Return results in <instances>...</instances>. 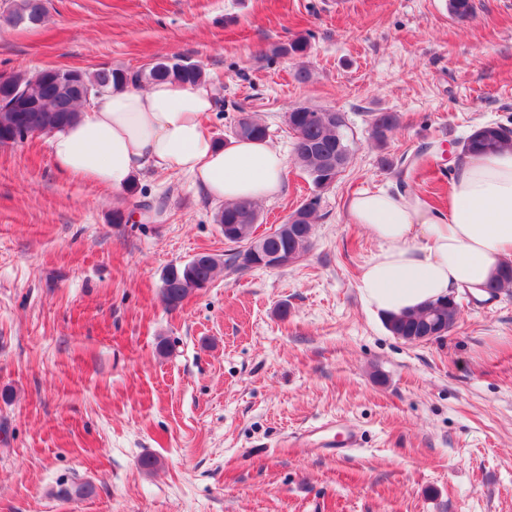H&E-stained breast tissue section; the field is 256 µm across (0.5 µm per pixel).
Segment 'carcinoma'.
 I'll list each match as a JSON object with an SVG mask.
<instances>
[{
  "label": "carcinoma",
  "mask_w": 512,
  "mask_h": 512,
  "mask_svg": "<svg viewBox=\"0 0 512 512\" xmlns=\"http://www.w3.org/2000/svg\"><path fill=\"white\" fill-rule=\"evenodd\" d=\"M473 11L472 0H448L449 14L461 21L469 19ZM46 15L47 6L43 0H14L4 21L14 26L37 25L44 21ZM40 73V78L35 72L12 74L14 80L25 88L30 106L21 112L0 109V146L18 135L33 137L61 130L78 118L81 108L90 104L92 98L120 83L137 87L158 80L197 84L206 78L203 66L187 63L180 56L136 70L102 67L92 71H72L49 67ZM286 123L294 135V161L306 171L313 187L319 188L320 180L324 178L336 179V169L328 165V160L340 154L342 148L350 146L345 127L338 126L336 117L324 110L303 105L287 113ZM398 124V115L394 112L372 114V137L379 147L386 146ZM231 134L234 138L262 141L269 137V130L265 124L248 115L236 121ZM507 148L512 149V127L491 123L477 127L461 143V154L488 156ZM319 203L320 198L316 197L301 204L291 214L293 221L266 234L265 248L288 250L296 258L308 252ZM257 217L254 202L242 199L224 204L216 215V221L232 231L228 242L253 243ZM217 266L218 260L214 256L202 254L197 261L191 259L167 269L162 285L167 307L177 309L192 292L206 287L213 280ZM505 287H512L511 262L501 265L498 277L489 285L493 294ZM458 314L459 306L450 298L431 301L409 314L388 316L384 322L395 336H420L429 322L434 330L446 334L456 323Z\"/></svg>",
  "instance_id": "cac0c4a2"
}]
</instances>
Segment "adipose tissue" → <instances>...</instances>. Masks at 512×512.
I'll use <instances>...</instances> for the list:
<instances>
[{
    "label": "adipose tissue",
    "mask_w": 512,
    "mask_h": 512,
    "mask_svg": "<svg viewBox=\"0 0 512 512\" xmlns=\"http://www.w3.org/2000/svg\"><path fill=\"white\" fill-rule=\"evenodd\" d=\"M212 108L203 83L121 86L53 134L52 159L60 171L115 191L136 175L165 173L191 176L217 203L278 196L285 156L264 141L217 146L202 123ZM346 211L380 243L357 285L370 310L399 315L459 288L481 291L512 260V150L463 156L447 208L378 191L355 195Z\"/></svg>",
    "instance_id": "obj_1"
}]
</instances>
